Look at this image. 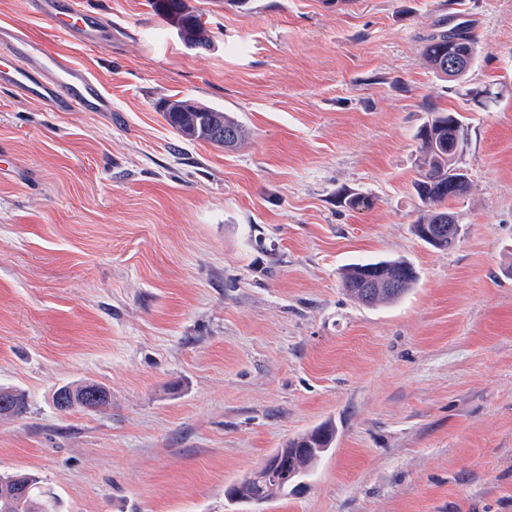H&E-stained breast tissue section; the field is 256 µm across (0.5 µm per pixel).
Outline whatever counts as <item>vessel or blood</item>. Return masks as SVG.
Returning <instances> with one entry per match:
<instances>
[{"label": "vessel or blood", "mask_w": 512, "mask_h": 512, "mask_svg": "<svg viewBox=\"0 0 512 512\" xmlns=\"http://www.w3.org/2000/svg\"><path fill=\"white\" fill-rule=\"evenodd\" d=\"M37 14L49 17L64 37L95 46L104 32L100 19L83 0H27ZM58 112H108L111 94L83 66L53 52L38 39L10 25H0V86Z\"/></svg>", "instance_id": "obj_1"}]
</instances>
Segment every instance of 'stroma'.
<instances>
[{
    "label": "stroma",
    "instance_id": "stroma-1",
    "mask_svg": "<svg viewBox=\"0 0 512 512\" xmlns=\"http://www.w3.org/2000/svg\"><path fill=\"white\" fill-rule=\"evenodd\" d=\"M84 2L91 49L0 0L112 95L56 112L0 87V386L29 402L0 419V471L60 512H246L225 489L329 422L263 512H512V0H186L193 50L147 0ZM463 21L481 55L457 84L422 47ZM179 98L242 143L182 138L156 109ZM433 109L468 126L451 251L412 231ZM386 256L415 288L351 299L339 269ZM67 383L110 401L59 412Z\"/></svg>",
    "mask_w": 512,
    "mask_h": 512
}]
</instances>
